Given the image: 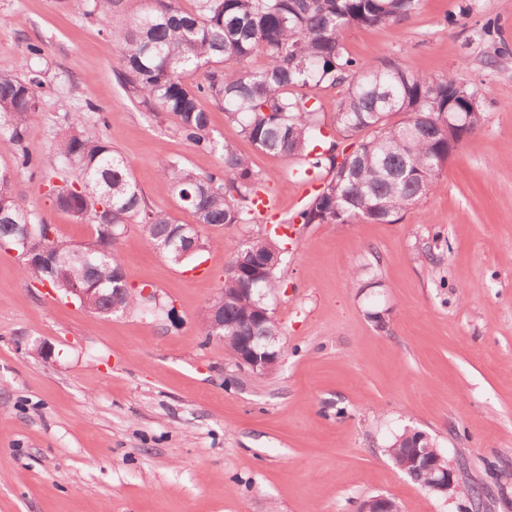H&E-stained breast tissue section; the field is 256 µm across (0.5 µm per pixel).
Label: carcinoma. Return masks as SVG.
I'll return each instance as SVG.
<instances>
[{
    "label": "carcinoma",
    "instance_id": "cac0c4a2",
    "mask_svg": "<svg viewBox=\"0 0 512 512\" xmlns=\"http://www.w3.org/2000/svg\"><path fill=\"white\" fill-rule=\"evenodd\" d=\"M120 0H89L87 15L112 19ZM140 14L109 35L121 64L119 75L131 97L170 116L181 135L198 147L218 151L220 174H200L191 168L159 163L165 190L191 210L200 230L209 226L250 224L254 221L258 179L233 145L216 140L208 112L199 96L222 105L227 120L260 152L300 158L310 176L317 169L321 183L306 207L284 224H337L357 221L394 223L403 212L426 198L435 176L448 162V121L458 124V142L470 138L483 124L484 112L465 97L482 92L449 73L432 77L412 73L395 63L374 65L347 53L344 33L352 27H374L406 20L420 0H150ZM264 64L251 67V60ZM200 74L192 84L187 77ZM345 85L336 106L338 130L356 138L354 149L336 154V136L324 132L319 109L308 90L322 85ZM37 75L0 73V133L16 146L11 177L0 175V247H17L14 225L45 226L36 214L18 205L10 194L12 177L34 166L25 144L32 115L40 110ZM394 114L405 115L400 122ZM60 161L80 173L73 181L55 171ZM42 179L56 206L95 230V245L112 250L107 226L123 233L138 225L150 242L164 240L179 222L149 207L123 158L95 128L70 127L56 141L55 159L43 163ZM280 246L273 238L256 237L241 246L260 258ZM86 245L59 235L50 240L52 263L24 261V281L49 282L54 288L89 287L94 281L103 293L88 291L80 304L99 313L112 308V291L125 288L115 255L81 259ZM282 287L276 269H241L224 278V352L233 357L240 336H278L272 319L234 329L241 316L260 297ZM251 288L247 294L243 289ZM119 302L144 315L154 314L157 302L142 305L138 293ZM406 432L386 448L397 467L407 459Z\"/></svg>",
    "mask_w": 512,
    "mask_h": 512
}]
</instances>
